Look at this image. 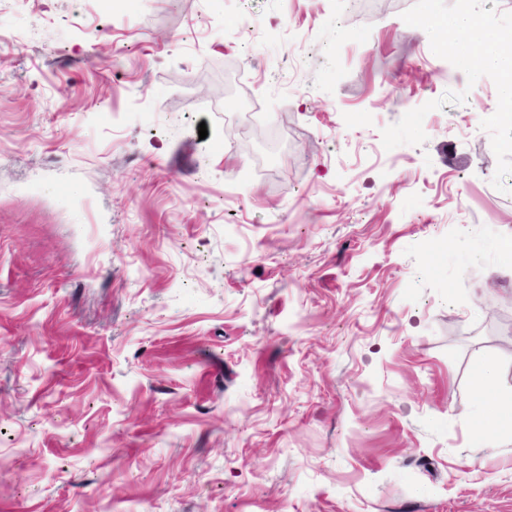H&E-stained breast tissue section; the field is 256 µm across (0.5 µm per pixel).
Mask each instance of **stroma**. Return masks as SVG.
<instances>
[{"instance_id": "35a3bbf8", "label": "stroma", "mask_w": 512, "mask_h": 512, "mask_svg": "<svg viewBox=\"0 0 512 512\" xmlns=\"http://www.w3.org/2000/svg\"><path fill=\"white\" fill-rule=\"evenodd\" d=\"M414 3L0 0V512H512L497 90ZM479 384L476 422L482 432L512 434V396L504 399L500 393L499 374L494 365L479 364L475 369Z\"/></svg>"}]
</instances>
